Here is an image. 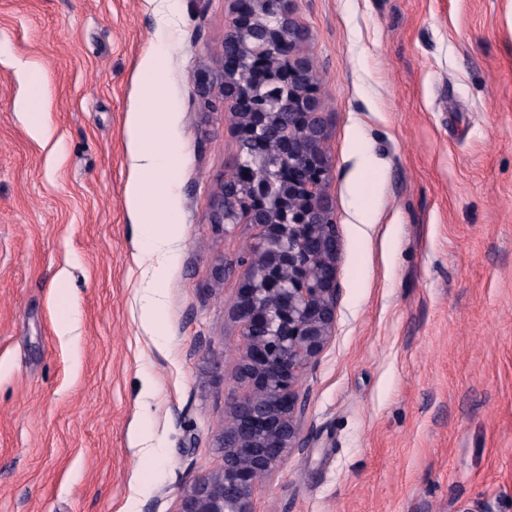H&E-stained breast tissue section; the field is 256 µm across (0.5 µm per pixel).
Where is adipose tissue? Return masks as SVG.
Here are the masks:
<instances>
[{"instance_id":"1","label":"adipose tissue","mask_w":512,"mask_h":512,"mask_svg":"<svg viewBox=\"0 0 512 512\" xmlns=\"http://www.w3.org/2000/svg\"><path fill=\"white\" fill-rule=\"evenodd\" d=\"M140 70L149 93L144 99L143 111L127 116L131 164L126 197L128 207L144 216L140 223V241L151 267V276L141 297L142 322L147 325L160 308L159 283L180 234L178 225L173 224L167 212L157 207L169 188L168 181L158 176L165 164L157 138L171 119L159 94L163 60L155 53H147L140 63Z\"/></svg>"}]
</instances>
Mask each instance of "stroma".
<instances>
[{
  "label": "stroma",
  "instance_id": "obj_1",
  "mask_svg": "<svg viewBox=\"0 0 512 512\" xmlns=\"http://www.w3.org/2000/svg\"><path fill=\"white\" fill-rule=\"evenodd\" d=\"M157 2L0 0V512H177L246 391L231 308L260 229L209 221L239 150L234 2ZM292 5L329 118L336 327L301 382L307 445L253 508L512 512V0ZM153 49L182 241L148 332L126 118ZM16 108L28 114L29 133L34 139L43 142L44 145L50 144L55 139V130L49 119L50 113L46 112L45 102L40 107H36V112L31 101L27 99L18 102Z\"/></svg>",
  "mask_w": 512,
  "mask_h": 512
}]
</instances>
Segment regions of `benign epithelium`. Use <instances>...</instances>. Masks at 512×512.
Instances as JSON below:
<instances>
[{
    "instance_id": "1",
    "label": "benign epithelium",
    "mask_w": 512,
    "mask_h": 512,
    "mask_svg": "<svg viewBox=\"0 0 512 512\" xmlns=\"http://www.w3.org/2000/svg\"><path fill=\"white\" fill-rule=\"evenodd\" d=\"M291 2L234 0L229 38L259 36L239 57H222L221 89L235 132L243 139L282 129L286 106L288 135L270 179L240 180L253 206L226 209L222 191L213 203L210 223L234 224L243 215L261 229L234 304L243 339L237 376L247 391L217 435L221 467L188 487L178 512H254L258 479L303 447L300 381L336 324L339 240L327 194V120L314 68L296 48L305 33ZM261 82L281 87L288 99L256 108L251 87Z\"/></svg>"
}]
</instances>
